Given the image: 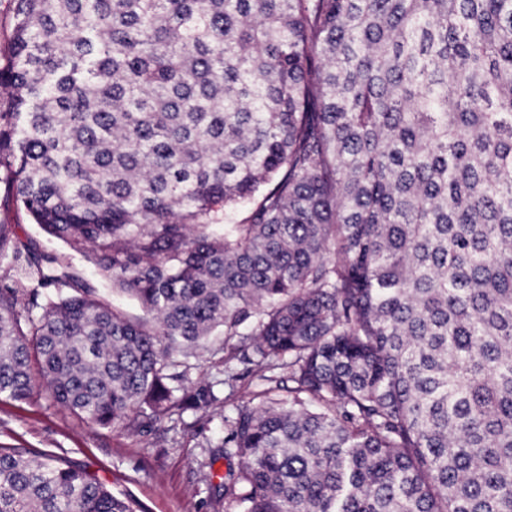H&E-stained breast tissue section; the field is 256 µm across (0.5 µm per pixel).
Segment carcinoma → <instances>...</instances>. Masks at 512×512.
<instances>
[{"label":"carcinoma","mask_w":512,"mask_h":512,"mask_svg":"<svg viewBox=\"0 0 512 512\" xmlns=\"http://www.w3.org/2000/svg\"><path fill=\"white\" fill-rule=\"evenodd\" d=\"M0 87L4 192L146 313L0 224V396L206 414L221 336L238 512H512V0H16ZM0 512L140 510L0 448ZM99 292L109 299L114 305L121 308L131 319L142 318L144 312L137 301L128 295L112 291L109 283H99ZM218 349V344H215L207 345L197 351V357L191 359L195 367L191 371L193 381L216 382L223 378V367L219 362L223 353Z\"/></svg>","instance_id":"carcinoma-1"}]
</instances>
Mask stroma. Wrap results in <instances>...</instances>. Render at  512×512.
<instances>
[{
    "mask_svg": "<svg viewBox=\"0 0 512 512\" xmlns=\"http://www.w3.org/2000/svg\"><path fill=\"white\" fill-rule=\"evenodd\" d=\"M0 224L16 227L18 239L94 278L81 254L47 236L27 212L0 194ZM256 385L242 379L229 402H217L208 417L193 412L163 418L148 430L101 427L55 403L46 389L16 401L0 397V446L21 448L29 457L53 455L84 469L118 496L135 499L142 512H231L210 485V475L233 482L238 457L214 455L232 407L252 401Z\"/></svg>",
    "mask_w": 512,
    "mask_h": 512,
    "instance_id": "obj_1",
    "label": "stroma"
}]
</instances>
